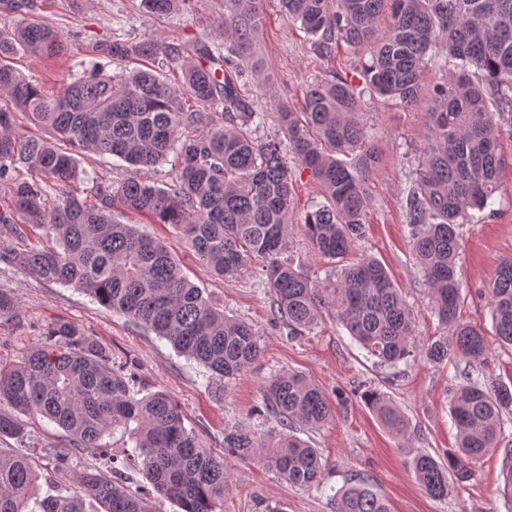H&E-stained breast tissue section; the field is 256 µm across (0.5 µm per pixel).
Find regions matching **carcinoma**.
I'll return each mask as SVG.
<instances>
[{"instance_id":"carcinoma-1","label":"carcinoma","mask_w":512,"mask_h":512,"mask_svg":"<svg viewBox=\"0 0 512 512\" xmlns=\"http://www.w3.org/2000/svg\"><path fill=\"white\" fill-rule=\"evenodd\" d=\"M186 2L140 5L168 15ZM260 2L224 0L231 34L226 46L200 42L188 52L173 39L114 32L94 43L95 52L120 65H144L115 74L93 71L49 97L13 60L20 53L61 55L63 34L40 19L35 0H0L23 16L12 32H0V100L10 101L0 104V262L35 279L76 286L167 340L211 380L236 379L259 356L258 332L226 316L187 278L164 240L122 223L116 210L138 213L151 224L171 225L218 280L260 266L274 313L289 334L315 326L330 308L375 363L395 366L414 356V314L384 266L350 258L367 224L368 180L379 163L361 101L370 94L417 106L425 70L445 56L457 60V70L432 86L422 105L428 143L405 199L430 308L450 332L421 354L441 364L456 352L468 364L450 401L456 452L446 465L427 453L412 460L424 490L446 498L448 475L469 481L475 465L499 448L503 417L512 414V385L489 389L484 383L483 331L457 319V226L473 210L495 215V194L503 187L495 109L512 104V0H281L317 57L333 56L343 42L368 47L370 59L359 91L336 73L306 86L301 110L278 103L283 139L264 142L252 132L265 124L268 108L244 89L246 75L261 70L253 51ZM174 65L182 70L180 83L165 79V69ZM21 113L70 148L22 133ZM284 140L324 198L302 216L296 214L292 168L282 156ZM76 150L111 155L131 175L116 182L84 178ZM171 154L177 172L167 185L138 175ZM19 165L30 177L15 175ZM81 179L91 183L88 198L72 190ZM294 224L304 225L320 254L341 264L336 282L322 287L283 258ZM32 232L41 244L28 243ZM487 293L495 336L512 345V257L498 264ZM44 336L20 361L0 366V403L13 408L0 413V438L25 437L23 415L56 424L73 441V447L51 452L53 469L62 476L74 450L104 456L101 441L119 429L133 447L118 467L79 473L66 495L39 494L36 461L0 448V512H153L148 498L125 485V469L140 473L180 512H222L229 483L224 457L186 426L165 392L145 391L136 373L114 367L110 352L74 323L58 321ZM265 398L282 430L275 444L238 423L224 429V448L241 458L261 451L286 482L320 487L321 455L295 431L333 419L325 394L307 377L284 372L270 381ZM365 401L392 432L406 433V421L384 394L371 391ZM333 499L336 512H391L365 482L338 488Z\"/></svg>"}]
</instances>
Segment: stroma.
Returning a JSON list of instances; mask_svg holds the SVG:
<instances>
[{"label": "stroma", "mask_w": 512, "mask_h": 512, "mask_svg": "<svg viewBox=\"0 0 512 512\" xmlns=\"http://www.w3.org/2000/svg\"><path fill=\"white\" fill-rule=\"evenodd\" d=\"M36 2L43 20L65 36L68 51L54 59L21 54L14 65L51 95L92 69L117 71V64L91 49L95 40L110 34L116 18L135 29L138 37L169 36L189 47L200 41L222 43L229 37L222 24L224 0H188L180 11L164 16L146 13L140 0ZM263 16L255 51L264 74L249 87L266 105L285 101L301 106L305 86L335 72L359 78L367 59L364 49L343 44L334 56L319 59L305 52L306 35L288 20L280 0H263ZM363 110L381 161L369 178L372 203L356 253L376 258L387 268L413 311L416 338L423 345L448 333L428 306V287L412 252L403 206L427 146L428 130L420 110L395 99H365ZM499 122L505 131L499 148L505 188L494 217L485 218L476 211L458 228L464 285L459 317L485 332L487 380L507 383L512 382V346L495 336L483 294L499 260L512 256V106L503 105ZM124 220L164 239L190 280L206 288L225 315L255 327L261 353L251 368L227 386L208 383L196 362L177 355L167 341L127 317L107 310L74 287L28 277L3 263L0 286L11 289L17 309L12 317L0 319V364L17 362L39 345L52 322H73L111 351L115 367L135 371L150 388L166 391L184 414L186 425L217 454L224 451L225 427L244 422L263 436L275 430L274 418L262 404L271 378L291 371L311 379L335 413L330 424L301 433L325 462L323 489L288 484L263 456L232 457L223 512H334L327 488L362 479L369 480L392 512H512V499L502 494L503 458L505 449L512 448V422L505 425L502 450L482 458L470 481L452 484L447 498L430 497L409 467L416 452H427L443 462L455 448L449 401L460 382L464 360L453 355L447 364L435 366L412 357L393 368L378 367L329 316L303 335H289L286 327L273 320L272 298L260 268H250L229 282L217 280L170 226L149 224L129 213ZM285 256L323 286L335 281L339 272L298 225L291 231ZM369 390L387 395L406 415L410 423L406 435H393L382 426L364 400ZM23 421L25 437L5 439L1 446L43 465L48 449L70 443L64 430L41 416L27 415Z\"/></svg>", "instance_id": "35a3bbf8"}]
</instances>
